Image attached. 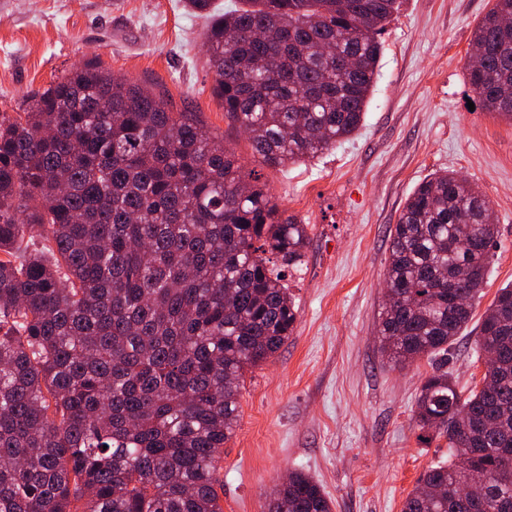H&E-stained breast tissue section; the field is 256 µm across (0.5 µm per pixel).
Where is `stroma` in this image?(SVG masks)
<instances>
[{"instance_id": "obj_1", "label": "stroma", "mask_w": 512, "mask_h": 512, "mask_svg": "<svg viewBox=\"0 0 512 512\" xmlns=\"http://www.w3.org/2000/svg\"><path fill=\"white\" fill-rule=\"evenodd\" d=\"M492 0H399L382 43L363 125L336 148L284 168L263 165L212 92L208 18L184 0H0V109L90 60L194 113L310 237L284 284L299 316L274 358L249 371L223 448V512H267L290 471L317 481L332 512H401L447 448L417 441L412 411L434 363L402 369L380 351L378 315L390 230L435 172L476 183L498 229L473 315L512 283V122L471 110L465 61ZM460 390L484 369L465 329L448 353Z\"/></svg>"}]
</instances>
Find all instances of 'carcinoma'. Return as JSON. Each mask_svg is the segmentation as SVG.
<instances>
[{
    "instance_id": "carcinoma-1",
    "label": "carcinoma",
    "mask_w": 512,
    "mask_h": 512,
    "mask_svg": "<svg viewBox=\"0 0 512 512\" xmlns=\"http://www.w3.org/2000/svg\"><path fill=\"white\" fill-rule=\"evenodd\" d=\"M398 0H241L205 34L224 117L268 167L362 125ZM512 0H494L468 66L481 107L512 121ZM468 179L432 174L407 198L378 318L406 366L444 357L472 320L497 238ZM307 225L191 112L88 62L0 111V512H223L218 462L246 373L298 317L281 267ZM464 272L448 301L445 280ZM490 365L463 396L425 377L417 440L443 438L402 512H512V284L474 339ZM485 478L469 510L458 490ZM269 512H332L294 471Z\"/></svg>"
}]
</instances>
